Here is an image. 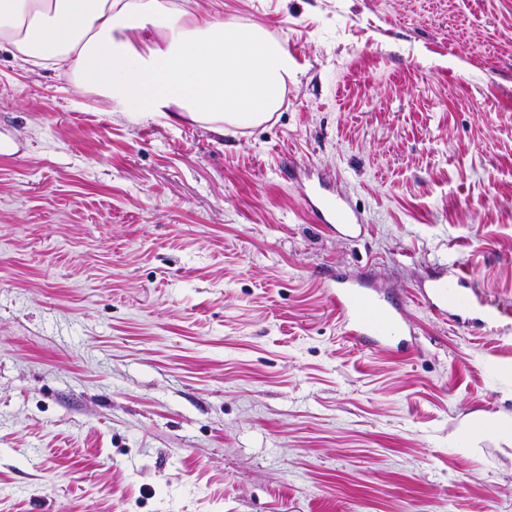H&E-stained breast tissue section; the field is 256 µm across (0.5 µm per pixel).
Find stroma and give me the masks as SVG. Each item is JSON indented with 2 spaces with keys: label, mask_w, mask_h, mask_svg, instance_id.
Masks as SVG:
<instances>
[{
  "label": "stroma",
  "mask_w": 512,
  "mask_h": 512,
  "mask_svg": "<svg viewBox=\"0 0 512 512\" xmlns=\"http://www.w3.org/2000/svg\"><path fill=\"white\" fill-rule=\"evenodd\" d=\"M189 6L296 58L269 121H140L0 48V512H512V320L419 295L512 306V0ZM339 271L418 354L344 337ZM317 181L319 188L306 181L297 183L301 200L314 224H321L349 240L359 239L364 229L360 213L344 199L323 193L320 188L324 181L319 176ZM460 288L470 290L462 292ZM474 288L470 275L463 269L457 268L449 274L441 271L432 276L429 284L421 287V294L430 309L439 316L452 310L457 312L453 314L454 316L463 320L462 314L477 310L484 316L483 324L512 317L510 307H501L487 301Z\"/></svg>",
  "instance_id": "1"
}]
</instances>
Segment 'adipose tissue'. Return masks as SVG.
<instances>
[{"label":"adipose tissue","mask_w":512,"mask_h":512,"mask_svg":"<svg viewBox=\"0 0 512 512\" xmlns=\"http://www.w3.org/2000/svg\"><path fill=\"white\" fill-rule=\"evenodd\" d=\"M2 44L38 67L69 63L75 91L111 111L219 133L268 121L299 73L262 26L177 0H0Z\"/></svg>","instance_id":"ef3b65f1"}]
</instances>
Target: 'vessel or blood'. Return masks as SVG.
Returning a JSON list of instances; mask_svg holds the SVG:
<instances>
[{
    "label": "vessel or blood",
    "instance_id": "1",
    "mask_svg": "<svg viewBox=\"0 0 512 512\" xmlns=\"http://www.w3.org/2000/svg\"><path fill=\"white\" fill-rule=\"evenodd\" d=\"M301 200L314 223L350 240L359 239L364 226L359 212L350 203L323 193L315 184L298 185ZM421 293L430 309L439 316L455 311L467 314L480 311L485 321L497 322L512 317V309L493 304L472 288L469 274L462 269L438 272ZM347 340L361 349H380L398 355L414 354L403 337L409 327L402 301L381 306L364 283L337 278L331 292Z\"/></svg>",
    "mask_w": 512,
    "mask_h": 512
}]
</instances>
